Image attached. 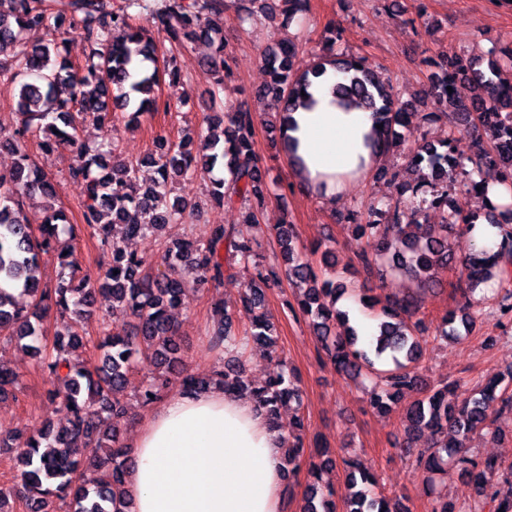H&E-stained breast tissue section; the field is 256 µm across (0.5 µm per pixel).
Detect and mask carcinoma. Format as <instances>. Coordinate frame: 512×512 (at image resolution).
Instances as JSON below:
<instances>
[{
    "label": "carcinoma",
    "mask_w": 512,
    "mask_h": 512,
    "mask_svg": "<svg viewBox=\"0 0 512 512\" xmlns=\"http://www.w3.org/2000/svg\"><path fill=\"white\" fill-rule=\"evenodd\" d=\"M281 16L288 26L304 17L308 0H0V82L17 90L19 128L10 145L12 167L0 170V342L28 350L47 374V394L54 415L64 422L56 427L47 417L38 434L14 445L16 434L0 432V449L14 454L18 464L14 487L0 491V512H10L9 499L21 500L26 512H132L125 492V476L132 465L117 419L128 415L122 399L129 376L140 364L148 367L138 400L151 405L162 393L176 387L183 392L219 383L224 391L247 394L265 409L271 424L285 434L288 473L300 466L303 443L297 432L302 416L285 425L280 410L301 404L294 369L281 356L275 326L265 312V288L276 272L261 264L251 243L230 224H212L207 240L179 239L163 246L158 262L164 271L154 275L151 261L127 249V242L154 236L166 225L200 211L203 203L176 194L181 179L208 173L216 165L224 176L209 180L207 202L222 207L248 206L245 217L252 223L266 203L265 175L254 150L256 115L243 107L219 100L228 77L227 45L222 29L210 16L234 10L239 24L249 22L254 9ZM163 35L169 52L159 54L151 29ZM42 31L45 42H31L27 33ZM340 32L328 40L327 53L304 68L298 48L290 40L263 51L260 60L269 73L264 91L276 123L288 121L303 107L301 92L311 78L330 65L343 74L336 93L346 105L373 112L377 130L376 151L400 146V129L421 118H451L455 128L489 134L490 143L476 141L470 155L456 153L453 138L441 142L422 140L408 150V166L422 174L410 186L399 182V172L381 171L378 177L397 186V196L368 207L369 219L356 225L359 267L370 277L387 266L407 274L421 286L435 282L439 270L452 262L448 230L473 226L476 216L448 203V188L461 182L473 189L492 180L512 191V49L504 66L490 49L487 66L482 60L461 57L445 61L436 85L429 90L432 111H409L390 80L365 58L336 52ZM77 36L86 45L79 65L65 54L67 41ZM197 41L211 54L205 63L215 91L213 114L204 118L206 131L198 132L201 147L192 149L193 137L179 141L160 137L149 164L156 176L141 183L139 167L120 160L107 164L106 153L81 141L76 118L102 127L121 112L132 121L170 110L161 98L162 77L181 81L175 51ZM466 77L476 94L466 103L448 92L459 76ZM38 138L39 149L51 154L70 147L77 154L69 176L85 184L82 224L94 230L108 256L102 277L91 282L61 236L74 241L81 228L68 211L55 206L58 184L33 160L27 141ZM489 223L512 226V203L490 204ZM276 237L292 283L305 285L298 310L311 320L320 349L336 370L352 377H372L369 406L388 412L406 393L416 394L402 411L404 421L399 447L416 467L429 474L448 473V466L466 475L477 501L456 506L441 494L433 496L430 512H479L480 502L490 499L493 512H512V464L503 467L495 459L468 455L470 436L488 430L497 414L512 412V367L497 378L470 391L458 385H430L419 371L423 355L425 321L418 318L419 296L399 298L359 297L376 321L377 332L359 335L349 324L348 313L337 307L351 283L339 279L329 245L310 250L294 243L292 226L280 224ZM507 242L491 255L474 250L460 261L470 294L498 280L504 294L501 315L512 317V275L503 259L512 258V231ZM54 253L61 272L51 286L41 282L44 256ZM237 265L256 270L240 294V304L252 314L250 325L240 329L219 297L213 304V321L206 329L211 349L224 354L222 365L208 374L190 372L170 312L183 303L187 287L217 288ZM103 303L112 311V334L100 344L102 357L94 366L73 359L86 343L83 323L90 308ZM59 314L52 339L43 334V314L49 308ZM480 317L478 303L470 298L441 319V339L461 337ZM51 352H46V342ZM269 351L271 372L261 385L252 383L242 358L250 344ZM19 379L0 368V401L15 396ZM431 443L421 447L423 433ZM309 464L310 483L302 512H336L334 488L323 482L324 468L336 467L335 454L315 447ZM347 477L357 490L346 501L345 512H400L396 500L373 492L370 471L354 461H343Z\"/></svg>",
    "instance_id": "obj_1"
}]
</instances>
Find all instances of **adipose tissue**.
I'll return each instance as SVG.
<instances>
[{"label": "adipose tissue", "instance_id": "ef3b65f1", "mask_svg": "<svg viewBox=\"0 0 512 512\" xmlns=\"http://www.w3.org/2000/svg\"><path fill=\"white\" fill-rule=\"evenodd\" d=\"M334 71L314 79L308 108L292 113L286 134L296 187L341 199L382 161L368 144L372 113L339 106ZM126 489L134 512H284V436L249 398L219 385L162 399L132 442Z\"/></svg>", "mask_w": 512, "mask_h": 512}]
</instances>
